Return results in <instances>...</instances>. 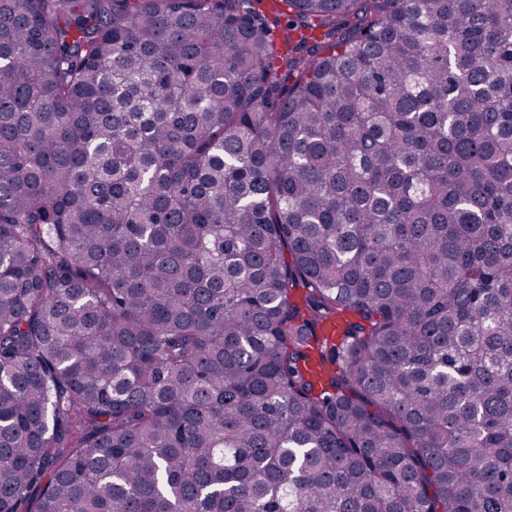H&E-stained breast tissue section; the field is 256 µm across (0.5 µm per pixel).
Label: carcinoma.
<instances>
[{"label": "carcinoma", "mask_w": 512, "mask_h": 512, "mask_svg": "<svg viewBox=\"0 0 512 512\" xmlns=\"http://www.w3.org/2000/svg\"><path fill=\"white\" fill-rule=\"evenodd\" d=\"M253 2L0 0V512H512V0Z\"/></svg>", "instance_id": "cac0c4a2"}]
</instances>
